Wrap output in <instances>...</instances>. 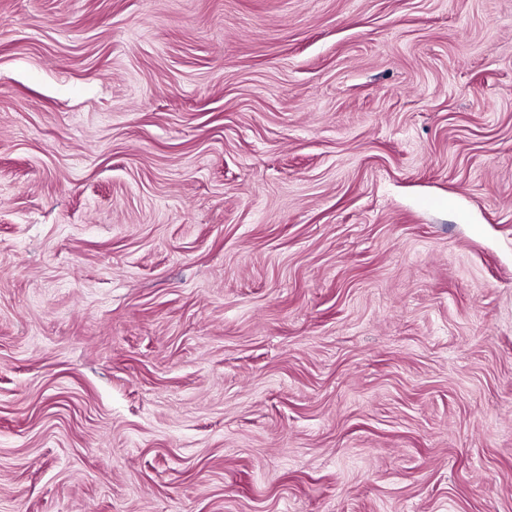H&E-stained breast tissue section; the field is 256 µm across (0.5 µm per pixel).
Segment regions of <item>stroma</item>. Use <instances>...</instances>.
<instances>
[{
  "label": "stroma",
  "instance_id": "stroma-1",
  "mask_svg": "<svg viewBox=\"0 0 512 512\" xmlns=\"http://www.w3.org/2000/svg\"><path fill=\"white\" fill-rule=\"evenodd\" d=\"M0 512H512V0H0Z\"/></svg>",
  "mask_w": 512,
  "mask_h": 512
}]
</instances>
